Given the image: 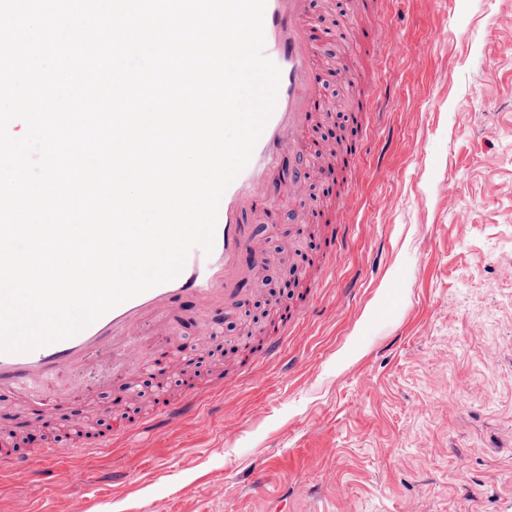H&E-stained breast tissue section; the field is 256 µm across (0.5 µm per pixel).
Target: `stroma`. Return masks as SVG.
<instances>
[{"label": "stroma", "mask_w": 512, "mask_h": 512, "mask_svg": "<svg viewBox=\"0 0 512 512\" xmlns=\"http://www.w3.org/2000/svg\"><path fill=\"white\" fill-rule=\"evenodd\" d=\"M387 15L391 57L347 38L352 22ZM508 18L512 0H390L373 14L312 0L308 23L336 27L314 51L333 117L317 120L292 166L319 181L354 81L376 84L385 106L347 125L359 154L349 199L284 196L264 233L276 247L315 211L349 228L314 267L284 356L261 362L256 382L231 367L223 392L177 424L62 452L57 475L0 468V512H512ZM174 334L209 387L194 313ZM82 383L87 399L48 428L0 394V427L22 455L67 427L90 441L110 434L126 379L101 363Z\"/></svg>", "instance_id": "stroma-1"}]
</instances>
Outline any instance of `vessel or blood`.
I'll list each match as a JSON object with an SVG mask.
<instances>
[{
  "label": "vessel or blood",
  "instance_id": "b4317fda",
  "mask_svg": "<svg viewBox=\"0 0 512 512\" xmlns=\"http://www.w3.org/2000/svg\"><path fill=\"white\" fill-rule=\"evenodd\" d=\"M308 0H266L264 55L280 70L277 102L250 161L225 191L218 208L213 248H194L180 273L111 310L73 337L28 352H0V391L18 398L20 412L33 405L60 409L85 395L74 374L109 348L114 370L134 374L146 360L168 361L170 326L184 302H191L203 331L212 332L223 316L244 307L250 283L265 261L256 225L268 221L278 200L300 188L296 173H284L283 161L306 139L318 114L326 110L312 64L315 32L307 26ZM299 311H280L272 323L264 357L277 359ZM153 319L158 333L144 336L139 327ZM204 395L193 379H185L180 400L159 398L154 415L138 423L116 421L110 443H118L142 427L179 421L195 413ZM0 466L33 471L30 460L0 442Z\"/></svg>",
  "mask_w": 512,
  "mask_h": 512
}]
</instances>
